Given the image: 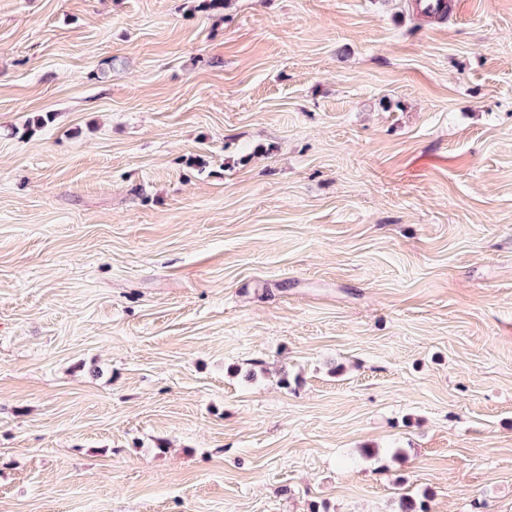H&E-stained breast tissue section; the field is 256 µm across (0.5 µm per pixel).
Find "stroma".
<instances>
[{"label": "stroma", "mask_w": 512, "mask_h": 512, "mask_svg": "<svg viewBox=\"0 0 512 512\" xmlns=\"http://www.w3.org/2000/svg\"><path fill=\"white\" fill-rule=\"evenodd\" d=\"M0 0V512H512V0Z\"/></svg>", "instance_id": "obj_1"}]
</instances>
